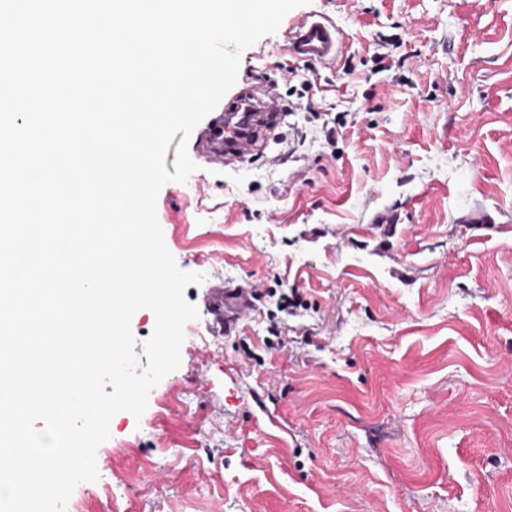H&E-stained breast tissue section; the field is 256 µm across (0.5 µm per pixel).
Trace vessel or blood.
Here are the masks:
<instances>
[{
	"label": "vessel or blood",
	"instance_id": "obj_1",
	"mask_svg": "<svg viewBox=\"0 0 512 512\" xmlns=\"http://www.w3.org/2000/svg\"><path fill=\"white\" fill-rule=\"evenodd\" d=\"M341 49L338 30L318 20L302 21L288 44V50L293 56L322 64L334 62ZM277 100L278 95L271 88L264 90L262 99L242 100L238 111L248 119V125L243 129L230 122L228 117L217 116L213 123L221 127V134L202 141L198 146L199 151L207 155L210 163L217 165L229 158L250 154L272 127L280 124L282 116L274 110ZM212 309L219 327L236 325L251 310L249 289H217Z\"/></svg>",
	"mask_w": 512,
	"mask_h": 512
}]
</instances>
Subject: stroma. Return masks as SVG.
Instances as JSON below:
<instances>
[{
    "mask_svg": "<svg viewBox=\"0 0 512 512\" xmlns=\"http://www.w3.org/2000/svg\"><path fill=\"white\" fill-rule=\"evenodd\" d=\"M309 16L333 67L288 52ZM272 84L279 139L159 192L199 317L64 512H512V0H311L219 106ZM251 290L248 288H219L213 302V314L222 331L223 327H233L251 310Z\"/></svg>",
    "mask_w": 512,
    "mask_h": 512,
    "instance_id": "stroma-1",
    "label": "stroma"
}]
</instances>
